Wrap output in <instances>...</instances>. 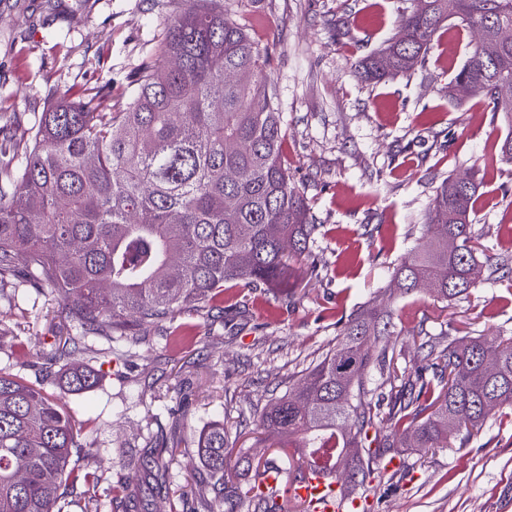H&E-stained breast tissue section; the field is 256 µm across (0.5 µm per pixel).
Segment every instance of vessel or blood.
Wrapping results in <instances>:
<instances>
[{"label":"vessel or blood","instance_id":"1","mask_svg":"<svg viewBox=\"0 0 512 512\" xmlns=\"http://www.w3.org/2000/svg\"><path fill=\"white\" fill-rule=\"evenodd\" d=\"M289 495L306 503L310 512H355L363 500L344 493L332 468L306 469L302 479L290 484Z\"/></svg>","mask_w":512,"mask_h":512}]
</instances>
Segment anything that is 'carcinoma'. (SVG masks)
I'll list each match as a JSON object with an SVG mask.
<instances>
[{"label":"carcinoma","instance_id":"cac0c4a2","mask_svg":"<svg viewBox=\"0 0 512 512\" xmlns=\"http://www.w3.org/2000/svg\"><path fill=\"white\" fill-rule=\"evenodd\" d=\"M185 2L155 60L134 76L125 108L114 112L96 94L60 99L29 129L31 145L0 164V283L18 278L64 302L77 335L63 351L90 335L133 344L138 329L218 306L229 282L270 285L315 240L318 225L282 161L271 52L231 4ZM451 20L477 40L448 93L466 85L511 126L512 41L499 35L512 27V0H411L399 34L362 62L365 79L410 73ZM479 191L471 177L444 178L422 225L427 246L408 251L389 287L339 324L336 347L264 406L266 437L293 450L296 474L343 453L352 491L374 460L400 448H446L452 434L482 429L495 407H512L511 338L497 346L479 336L445 347L426 341L425 365L413 371L380 344L396 332L393 303L418 284L429 283L442 302L465 299L479 286L472 270L488 268L491 280L512 267V253L482 248L472 230ZM491 357L497 370L489 375ZM63 379L75 393L97 384L80 365ZM197 445L217 506L278 512L289 481L242 490L224 478V425L210 426ZM80 447L56 398L0 370V512H69L61 489ZM165 451L152 439L128 466L167 499ZM111 493L126 509L138 485Z\"/></svg>","mask_w":512,"mask_h":512}]
</instances>
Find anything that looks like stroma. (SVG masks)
I'll return each mask as SVG.
<instances>
[{
    "mask_svg": "<svg viewBox=\"0 0 512 512\" xmlns=\"http://www.w3.org/2000/svg\"><path fill=\"white\" fill-rule=\"evenodd\" d=\"M233 5L273 52L285 164L320 226L302 274L273 287L226 284L222 309L181 312L122 359L108 356L106 338H85L70 361L98 382L82 394L42 370L41 353L76 333L63 303L18 282L0 288V370L67 407L81 432L73 460L101 477L97 512H120L109 490L127 480V461L160 430L174 447L170 497L141 489L138 512H170L191 483V506L210 512L197 436L219 421L242 487L263 481L265 459L287 468L265 438L263 407L335 347L337 321L388 285L407 250L424 245L425 213L443 177L482 181L473 230L491 252L512 251V164L486 162L512 129L485 98L448 97L471 34L443 27L422 70L374 83L360 77L359 65L397 34L404 0ZM183 8L182 0H0V125L22 139L63 97L97 93L122 109L131 76ZM399 307L389 346L411 369L422 363L411 336L418 329L444 344L468 332L512 336V271L465 299L445 305L421 291ZM176 385L184 400L171 399ZM400 463L395 476L361 487L371 512H512V408L494 409L479 433L448 447L402 449Z\"/></svg>",
    "mask_w": 512,
    "mask_h": 512,
    "instance_id": "stroma-1",
    "label": "stroma"
}]
</instances>
